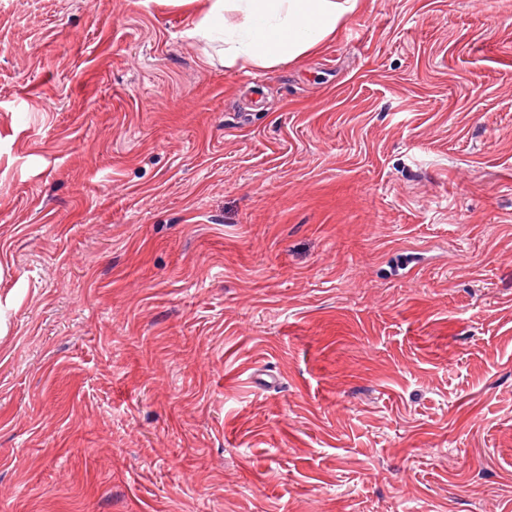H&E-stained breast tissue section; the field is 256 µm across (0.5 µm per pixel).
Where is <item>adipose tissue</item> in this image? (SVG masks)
<instances>
[{
    "label": "adipose tissue",
    "mask_w": 512,
    "mask_h": 512,
    "mask_svg": "<svg viewBox=\"0 0 512 512\" xmlns=\"http://www.w3.org/2000/svg\"><path fill=\"white\" fill-rule=\"evenodd\" d=\"M197 15L195 37L220 43L224 66L268 69L335 40L361 0H181Z\"/></svg>",
    "instance_id": "ef3b65f1"
}]
</instances>
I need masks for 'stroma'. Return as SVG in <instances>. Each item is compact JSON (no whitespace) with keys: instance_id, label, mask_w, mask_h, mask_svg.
Wrapping results in <instances>:
<instances>
[{"instance_id":"35a3bbf8","label":"stroma","mask_w":512,"mask_h":512,"mask_svg":"<svg viewBox=\"0 0 512 512\" xmlns=\"http://www.w3.org/2000/svg\"><path fill=\"white\" fill-rule=\"evenodd\" d=\"M196 22L0 0V512H512V0ZM198 22L193 37L224 45V67L294 63L335 40L361 0H180Z\"/></svg>"}]
</instances>
